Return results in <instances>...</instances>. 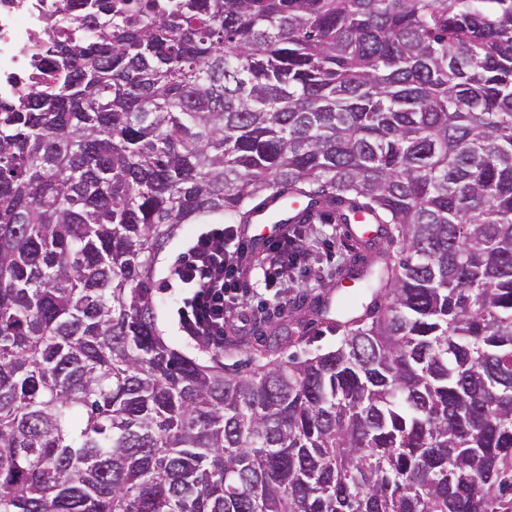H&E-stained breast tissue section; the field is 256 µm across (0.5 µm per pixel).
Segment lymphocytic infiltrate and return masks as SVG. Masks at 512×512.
<instances>
[{
    "label": "lymphocytic infiltrate",
    "instance_id": "lymphocytic-infiltrate-1",
    "mask_svg": "<svg viewBox=\"0 0 512 512\" xmlns=\"http://www.w3.org/2000/svg\"><path fill=\"white\" fill-rule=\"evenodd\" d=\"M249 243L232 224H213L193 239L169 270L180 287L178 322L185 335L220 350L224 316L240 310L237 258Z\"/></svg>",
    "mask_w": 512,
    "mask_h": 512
}]
</instances>
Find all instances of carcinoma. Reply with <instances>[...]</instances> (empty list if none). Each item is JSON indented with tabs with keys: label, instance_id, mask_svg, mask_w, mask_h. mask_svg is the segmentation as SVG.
Returning <instances> with one entry per match:
<instances>
[{
	"label": "carcinoma",
	"instance_id": "obj_1",
	"mask_svg": "<svg viewBox=\"0 0 512 512\" xmlns=\"http://www.w3.org/2000/svg\"><path fill=\"white\" fill-rule=\"evenodd\" d=\"M0 100V512H512V0H61ZM278 196L342 337L170 346L156 256Z\"/></svg>",
	"mask_w": 512,
	"mask_h": 512
}]
</instances>
